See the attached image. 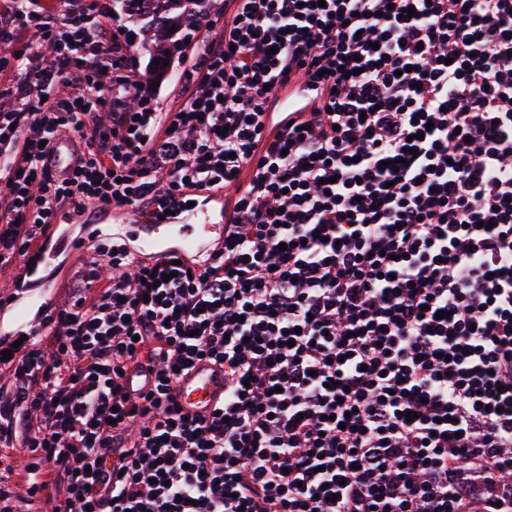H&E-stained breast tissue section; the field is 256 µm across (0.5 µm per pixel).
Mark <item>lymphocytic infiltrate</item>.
Listing matches in <instances>:
<instances>
[{
	"label": "lymphocytic infiltrate",
	"instance_id": "1",
	"mask_svg": "<svg viewBox=\"0 0 512 512\" xmlns=\"http://www.w3.org/2000/svg\"><path fill=\"white\" fill-rule=\"evenodd\" d=\"M59 7L0 28L54 47L0 56V273L65 206L233 193L205 264L99 240L111 277L0 341V446L50 512H512V0H224L136 112L108 0ZM201 360L228 395L197 420ZM174 397L183 413L207 415L218 402L224 401V373L209 362H197L175 383Z\"/></svg>",
	"mask_w": 512,
	"mask_h": 512
}]
</instances>
